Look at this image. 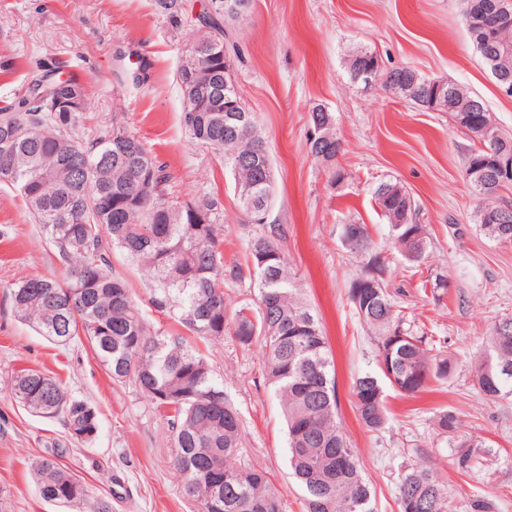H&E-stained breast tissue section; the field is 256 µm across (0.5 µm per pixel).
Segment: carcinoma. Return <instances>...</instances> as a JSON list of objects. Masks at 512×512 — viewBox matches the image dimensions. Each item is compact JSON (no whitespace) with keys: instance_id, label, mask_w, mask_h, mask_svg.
<instances>
[{"instance_id":"cac0c4a2","label":"carcinoma","mask_w":512,"mask_h":512,"mask_svg":"<svg viewBox=\"0 0 512 512\" xmlns=\"http://www.w3.org/2000/svg\"><path fill=\"white\" fill-rule=\"evenodd\" d=\"M225 0H207L189 17L184 0H154L158 13L176 27L195 20L192 48L181 57L176 77L199 60L193 47L209 45L206 65L224 68L226 26L240 16L224 13ZM503 0H464V22L477 52L490 69L512 76V54L499 55L489 31L500 28L511 14ZM416 70L395 68L380 75L382 87L404 96L402 82ZM419 98L426 110L451 114L471 133L475 145L465 168L482 164L490 174L484 187L471 186L482 200L480 228L488 238L512 239V207L494 203L507 185L496 174L493 158L512 155V136L500 134L493 151L479 139L475 119L490 118L476 96L450 82L419 77ZM70 108L55 111L47 103L58 98ZM185 131L192 144L215 154L235 177L239 202L270 204L273 187L262 170L241 163L254 140L257 126L228 135L224 113L211 111L206 99H183ZM87 111L85 88L72 74L56 71L32 76L27 93L18 101L0 102V160L11 158L5 184L21 197L36 223L67 264L63 278L24 277L10 289L14 312L31 322L40 335L68 346L86 340L107 367L112 380L130 383L165 412L172 433L171 466L186 496L198 512H281V499L257 467L231 466L240 450L241 417L227 400L223 383L190 337L219 340L228 333L243 345L260 343L264 369L275 388L287 425L288 462L307 494L308 512H375L370 485L362 476L355 449L336 420L337 394L331 352L319 318L303 300L295 277L279 245L282 229L276 224L253 239L245 262L226 264L214 224L213 199L182 200L171 189L165 166L144 143L115 121L97 130L93 139L79 134ZM323 124V143L309 141L312 155L325 164L335 180L344 178L336 165L341 143L331 112L309 113L310 125ZM72 158L87 163L77 175ZM148 164L154 176L144 178L139 166ZM374 200L389 224L391 243L407 260L419 262L427 249L425 225L417 221L413 197L399 183L383 182ZM358 236L342 233L343 241L363 261L361 277L376 273L384 281L386 257L371 238L368 226L355 225ZM119 250L143 270L152 288L148 304L170 317L189 335L155 331L126 282L112 271L108 254ZM256 277L259 312L242 306L226 319L224 282ZM349 299L362 324L373 333L378 366L383 376L366 373L352 388L357 414L372 431L388 419L381 378L399 391L412 394L433 381H443L454 360L433 352L428 337L405 326L395 310L392 293L384 285L356 291ZM478 387L492 399L512 395V318L496 321L487 336L486 350L471 361ZM11 392L27 411L46 419L60 418L69 431L85 439L98 432V416L87 402L71 396L62 383L41 371L25 370L12 379ZM442 434L459 431L452 411L436 417ZM483 442L471 437L457 444L454 464L461 473L472 468L471 449ZM40 496L62 505L87 504V512H112L105 498L89 500L85 483L57 458H43L33 467ZM447 489L426 465L404 472L399 483L400 512H445Z\"/></svg>"}]
</instances>
